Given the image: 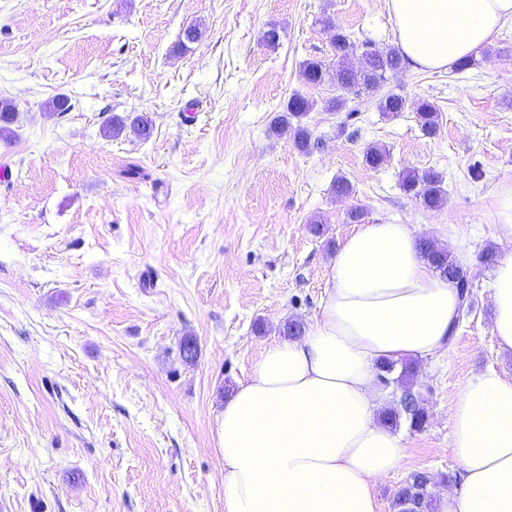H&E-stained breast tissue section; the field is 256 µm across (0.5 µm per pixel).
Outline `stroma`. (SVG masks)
Instances as JSON below:
<instances>
[{
    "label": "stroma",
    "instance_id": "1",
    "mask_svg": "<svg viewBox=\"0 0 512 512\" xmlns=\"http://www.w3.org/2000/svg\"><path fill=\"white\" fill-rule=\"evenodd\" d=\"M191 25L203 36L180 48ZM272 25L273 49L261 41ZM338 29L396 45L386 0H0V99L18 107L0 138V512H224V402L286 321L312 323L361 221L433 241L439 225L468 227L472 310L418 361L428 419L400 423L404 466L376 490L395 512L413 473L441 492L457 484V387L512 374L480 259L512 252L493 228L495 190L512 179V22L463 74L408 66L356 94L305 86L303 61L337 65ZM296 92L313 104L308 153L274 128ZM389 93L404 112H380ZM60 94L69 110L50 111ZM339 95L344 107L326 110ZM422 100L439 113L432 136ZM114 115L147 116L150 137H104ZM373 145L386 150L376 168ZM413 169L441 175L443 206L402 190ZM340 178L350 195L334 194Z\"/></svg>",
    "mask_w": 512,
    "mask_h": 512
}]
</instances>
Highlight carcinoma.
<instances>
[{
	"instance_id": "carcinoma-1",
	"label": "carcinoma",
	"mask_w": 512,
	"mask_h": 512,
	"mask_svg": "<svg viewBox=\"0 0 512 512\" xmlns=\"http://www.w3.org/2000/svg\"><path fill=\"white\" fill-rule=\"evenodd\" d=\"M333 46L340 57L339 68L335 74L327 71L325 64L320 59H308L302 65V78L307 86L316 87L323 84L326 78L336 81V85L344 92H349L357 87L376 89L388 80L387 74L395 73L406 66V59L403 53L393 47L385 52L372 51L369 43L361 44L363 55L366 57L365 65L355 68L349 63L351 54L355 50V42L349 35L342 31H336L333 39ZM406 99L398 94H389L382 98L379 109L386 113H398L405 110ZM310 109V102L306 96L296 92L289 99L284 108V115L281 116L280 128L294 127V140L296 146L301 150H308L311 146V135L308 129L299 124V120L306 115ZM417 116L421 123L422 130L428 134L436 133L439 126V115L437 108L430 102L423 100L416 107ZM17 116V106L8 99H0V137L8 138L13 134L10 125L14 123ZM298 124H292V121ZM131 129L139 137L146 138L150 135L151 126L144 116H137L131 122L114 117L104 128V134L108 137H117L126 129ZM404 191L412 195L426 208L437 209L443 205L444 198L440 187L439 176L432 171L418 174L407 173L402 179ZM421 251L424 257L430 261L433 268L442 275L447 276L463 286L462 294L465 300V309L472 308L470 289L464 287L468 282L467 274L457 260L449 254L445 248H440L428 239L421 241ZM416 377L415 368L410 364H403L397 383L403 387V392L398 406L385 410L383 423L390 427H398L401 421H406L413 430L424 427L428 415L420 400L410 390ZM431 478L424 472H418L410 476L405 486L396 494L394 508L397 512H405L409 503L419 505L420 512H427L432 505V494L430 491Z\"/></svg>"
}]
</instances>
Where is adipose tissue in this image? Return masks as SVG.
<instances>
[{
	"mask_svg": "<svg viewBox=\"0 0 512 512\" xmlns=\"http://www.w3.org/2000/svg\"><path fill=\"white\" fill-rule=\"evenodd\" d=\"M416 69L448 70L512 20V0H386ZM409 224H364L341 245L305 335L268 344L219 423L225 512H381L379 480L403 465L379 420L378 364L435 356L459 318L460 290L423 258ZM491 335L512 353V254L489 288ZM461 483L440 512H512V374L466 377L450 411Z\"/></svg>",
	"mask_w": 512,
	"mask_h": 512,
	"instance_id": "ef3b65f1",
	"label": "adipose tissue"
}]
</instances>
